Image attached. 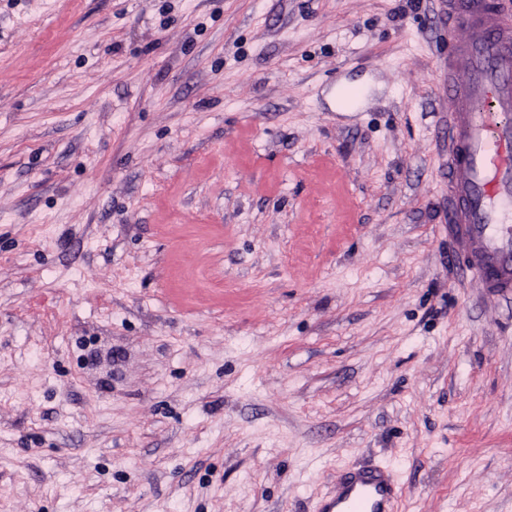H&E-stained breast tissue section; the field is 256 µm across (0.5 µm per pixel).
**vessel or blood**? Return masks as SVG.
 I'll list each match as a JSON object with an SVG mask.
<instances>
[{"mask_svg": "<svg viewBox=\"0 0 512 512\" xmlns=\"http://www.w3.org/2000/svg\"><path fill=\"white\" fill-rule=\"evenodd\" d=\"M448 221L486 294L512 295V10L448 0ZM401 489L381 466L349 472L319 512H392Z\"/></svg>", "mask_w": 512, "mask_h": 512, "instance_id": "obj_1", "label": "vessel or blood"}]
</instances>
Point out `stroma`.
Masks as SVG:
<instances>
[{
	"instance_id": "obj_1",
	"label": "stroma",
	"mask_w": 512,
	"mask_h": 512,
	"mask_svg": "<svg viewBox=\"0 0 512 512\" xmlns=\"http://www.w3.org/2000/svg\"><path fill=\"white\" fill-rule=\"evenodd\" d=\"M444 9L0 0V512H512ZM400 492L386 468L367 466L349 472L337 482L319 512H390Z\"/></svg>"
}]
</instances>
